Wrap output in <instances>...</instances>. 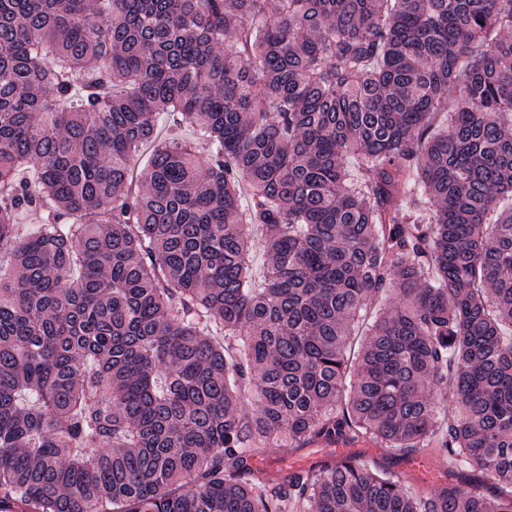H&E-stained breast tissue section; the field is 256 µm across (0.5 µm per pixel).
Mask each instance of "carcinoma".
I'll return each instance as SVG.
<instances>
[{
    "label": "carcinoma",
    "mask_w": 512,
    "mask_h": 512,
    "mask_svg": "<svg viewBox=\"0 0 512 512\" xmlns=\"http://www.w3.org/2000/svg\"><path fill=\"white\" fill-rule=\"evenodd\" d=\"M506 31L512 0H0V512H512ZM165 115L207 152L142 190ZM274 437L330 452L270 479ZM360 439L453 465L418 492ZM395 297V291L391 290L389 292L379 294L378 296L370 297L367 300L365 310L362 312L364 315L363 319H365L360 321L359 324H355L354 327L355 340L350 351V360L352 359L353 362H356L362 341L367 335L370 325L374 321L376 315H378L390 301L394 300Z\"/></svg>",
    "instance_id": "cac0c4a2"
}]
</instances>
